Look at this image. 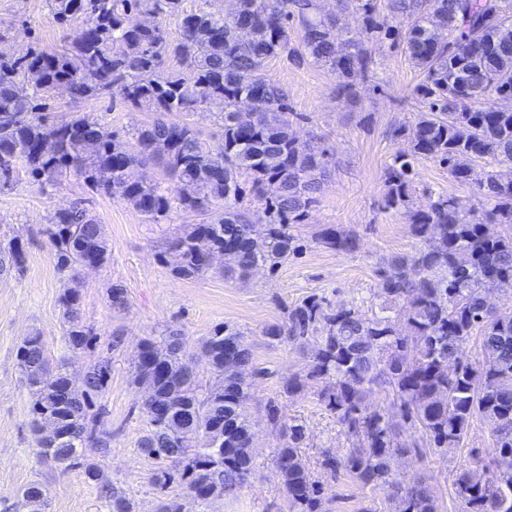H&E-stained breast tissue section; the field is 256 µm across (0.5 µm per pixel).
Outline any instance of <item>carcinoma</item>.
<instances>
[{"label": "carcinoma", "mask_w": 512, "mask_h": 512, "mask_svg": "<svg viewBox=\"0 0 512 512\" xmlns=\"http://www.w3.org/2000/svg\"><path fill=\"white\" fill-rule=\"evenodd\" d=\"M210 2L198 0L189 10L185 0H47L50 21L73 32L60 51L30 46L19 55L0 53V176L22 169L44 184L73 177L93 192L120 196L157 224L174 209L193 214L195 221L169 242L184 277L207 272L215 251L224 256L227 278L275 271L299 253L294 228L317 202L333 157L297 135L294 126L306 117L267 73L269 61L286 56L321 65L336 78L337 97L346 99L354 78L374 72L377 55L402 50L425 74L416 97L427 108L414 125L398 128L410 149L384 175V208L405 211L423 242L411 258L391 260L379 287L402 328L388 316L328 309L310 298L263 333L271 343L318 338L306 373L282 381V393L298 395L310 379L325 382L318 400L356 444L341 461L323 453L320 466L331 478L343 469L364 485L390 484L394 460L407 453L397 439L396 411L419 432V448H457L480 418L491 427L493 453L472 456L456 475V494L463 512H512V313L485 308L496 287L512 286V234L490 231L512 228V107L498 106L512 100V0H387L384 14L379 0H353L361 37L343 43L336 17L321 14L317 0H225L222 12ZM80 18L82 25L73 27ZM167 18L178 21L179 39L169 38ZM58 87L75 102L118 96L153 119L134 128L132 144L91 113L59 124L48 103ZM204 112L222 121L217 150L189 119ZM172 114L185 119L171 121ZM422 159L474 184L478 200L437 194L424 208L410 209ZM247 197L260 202L262 215L246 207ZM44 234L61 272L109 260L102 224L79 205L57 212ZM314 241L329 250L355 248L354 237L335 226ZM24 254L18 238L1 246L0 275L21 273ZM78 300L77 288L66 289V339L74 350L96 339L77 316ZM476 334L477 363L460 353ZM199 354L216 378L206 390L177 329L162 344L143 341L134 381L152 388L138 448L149 458L175 457L190 499L204 510L254 471L244 404L261 370L253 367L243 333L225 324ZM17 359L33 397L35 429L41 432L47 417L56 424L54 435L38 436L39 455L83 469L109 512H134L86 456L109 448L103 409H93L110 377L109 359L89 367L87 387L78 392L66 371L51 368L41 336L27 337ZM378 389L390 409L369 404ZM277 431L275 463L288 501L296 512H322L320 482L301 453L304 425L294 420ZM208 434L216 446L191 447ZM400 498L402 512H438L421 481ZM45 503L42 485L30 483L15 512H41Z\"/></svg>", "instance_id": "1"}]
</instances>
